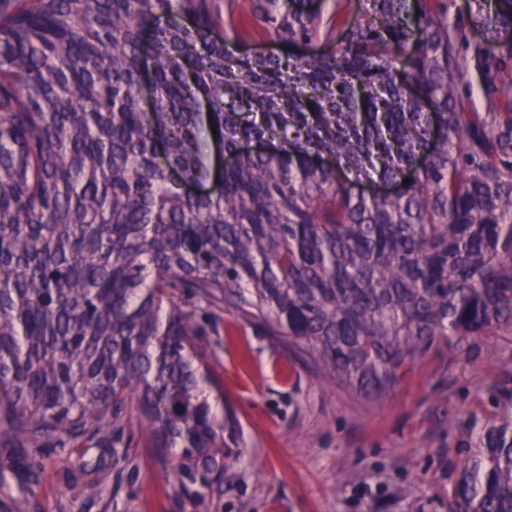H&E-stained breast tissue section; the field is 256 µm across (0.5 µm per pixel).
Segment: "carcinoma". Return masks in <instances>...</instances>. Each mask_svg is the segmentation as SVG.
Wrapping results in <instances>:
<instances>
[{
    "label": "carcinoma",
    "instance_id": "cac0c4a2",
    "mask_svg": "<svg viewBox=\"0 0 512 512\" xmlns=\"http://www.w3.org/2000/svg\"><path fill=\"white\" fill-rule=\"evenodd\" d=\"M295 2L0 0V473L26 494L36 451L112 468L82 494L115 499L150 448L205 502L234 434L196 348L216 310L373 400L440 338L512 335V0ZM245 17L275 51H230ZM204 122L264 150L192 195ZM467 443L449 512H512V410Z\"/></svg>",
    "mask_w": 512,
    "mask_h": 512
}]
</instances>
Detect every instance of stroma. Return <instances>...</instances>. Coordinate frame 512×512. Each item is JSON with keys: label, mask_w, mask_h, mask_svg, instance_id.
I'll return each mask as SVG.
<instances>
[{"label": "stroma", "mask_w": 512, "mask_h": 512, "mask_svg": "<svg viewBox=\"0 0 512 512\" xmlns=\"http://www.w3.org/2000/svg\"><path fill=\"white\" fill-rule=\"evenodd\" d=\"M201 345L237 419L219 493L191 502L141 448L132 493L117 503L79 498L87 481L111 486V469L86 474L54 453L42 459L35 498L7 473L0 503L11 512H448L467 435L505 413L492 393L512 380L505 333L463 346L437 340L378 401L229 310Z\"/></svg>", "instance_id": "stroma-1"}]
</instances>
